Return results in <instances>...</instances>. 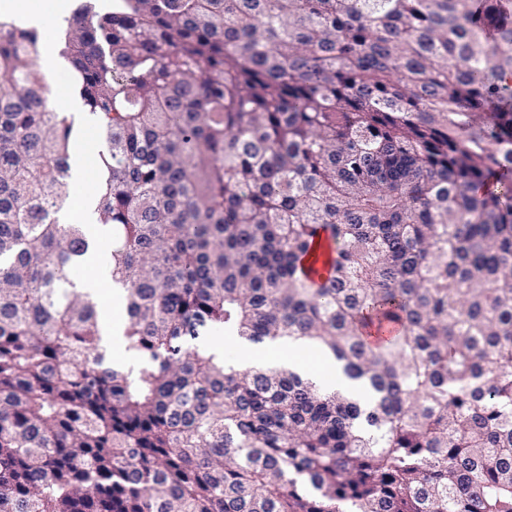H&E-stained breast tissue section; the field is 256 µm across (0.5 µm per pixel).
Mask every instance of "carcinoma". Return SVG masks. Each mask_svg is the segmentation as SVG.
Segmentation results:
<instances>
[{"label":"carcinoma","instance_id":"1","mask_svg":"<svg viewBox=\"0 0 512 512\" xmlns=\"http://www.w3.org/2000/svg\"><path fill=\"white\" fill-rule=\"evenodd\" d=\"M473 2L81 0L133 363L71 278L74 120L0 21V512H512V21ZM206 336L219 337L215 342L210 345L211 351L217 356H224L233 360H244L247 362V349L242 346L235 338L224 336V333H210Z\"/></svg>","mask_w":512,"mask_h":512}]
</instances>
